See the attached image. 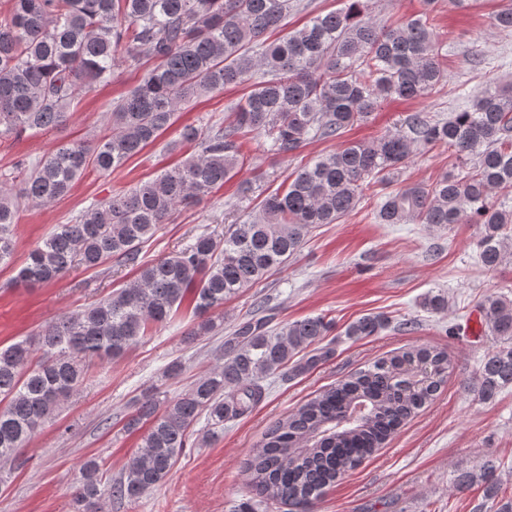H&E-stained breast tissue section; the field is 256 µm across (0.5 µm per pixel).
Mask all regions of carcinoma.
Segmentation results:
<instances>
[{
	"instance_id": "carcinoma-1",
	"label": "carcinoma",
	"mask_w": 512,
	"mask_h": 512,
	"mask_svg": "<svg viewBox=\"0 0 512 512\" xmlns=\"http://www.w3.org/2000/svg\"><path fill=\"white\" fill-rule=\"evenodd\" d=\"M9 2L0 11V140L63 125L73 104L111 79L116 67L140 65L144 53L156 66L112 104L111 134L60 145L32 164L20 160L5 175L15 187H0V265L12 258L21 204L48 205L66 196L89 168L112 173L170 129L182 106L258 80L223 122L181 128L174 144L194 145L193 156L56 225L30 252L16 276L25 285L57 280L76 265L94 269L114 256L138 271L109 298L0 347L1 464L13 462L88 380L93 362L122 356L174 318L184 301L198 319L190 337L218 330L214 313L224 301L284 267L318 225L350 216L371 180L397 172L417 146L446 144L459 158L475 160L474 170L385 195L378 223L477 224L482 263L493 270L503 263L512 209L495 200V190L512 188V84L485 88L446 119L411 113L400 133L340 147L301 167L258 212L227 225L224 237L200 233L175 253L139 261L159 225L237 174L247 135L263 133L271 151L293 156L310 139L341 138L385 99L427 96L446 84L430 18L435 0H422V12L396 26L373 22L364 0H344L342 8L272 42L264 36L284 25L293 0ZM495 25L512 33V0H504ZM479 308L497 347L484 357L473 391L490 402L512 387V298L489 294ZM266 311L258 299L224 337L223 364L177 397L157 391L138 401L124 429L141 433L140 450L106 484L98 462L85 461L73 492L75 512H105L108 501L139 499L164 482L200 418L206 419L204 438L213 439L224 422L253 412L265 396L264 379L306 374L334 356L335 342H324L332 326L326 316L272 326ZM385 327L384 317L367 315L344 336L359 340ZM451 368L443 349L395 352L274 422L244 464L259 504L284 505L288 512L310 507L429 403ZM497 468L490 458L457 475V490L482 488L473 512H512V497L500 495Z\"/></svg>"
}]
</instances>
